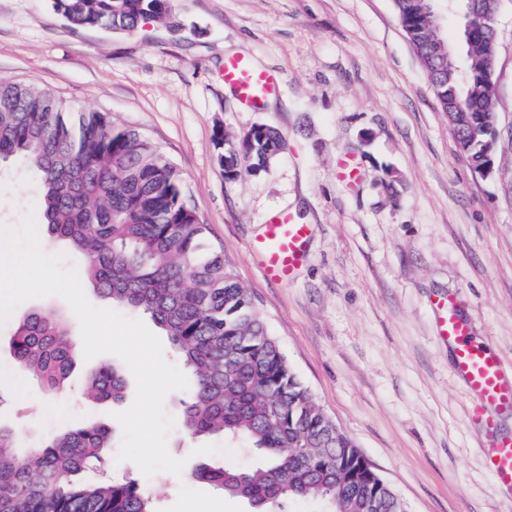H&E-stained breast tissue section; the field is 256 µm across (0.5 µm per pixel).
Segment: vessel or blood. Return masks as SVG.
Instances as JSON below:
<instances>
[{
	"instance_id": "obj_1",
	"label": "vessel or blood",
	"mask_w": 512,
	"mask_h": 512,
	"mask_svg": "<svg viewBox=\"0 0 512 512\" xmlns=\"http://www.w3.org/2000/svg\"><path fill=\"white\" fill-rule=\"evenodd\" d=\"M224 81L233 85L240 101L248 105L258 104L278 84L276 75L256 70L241 59L225 63ZM309 233L308 225L294 223L285 212L266 224L255 250L267 279L283 282L291 277L302 261ZM441 334L453 345L456 369L478 398L472 410L474 420L491 427L497 415L512 414V375L504 374L501 357L476 342L455 313L442 320ZM485 462L499 483L512 489V437L501 436L486 451Z\"/></svg>"
}]
</instances>
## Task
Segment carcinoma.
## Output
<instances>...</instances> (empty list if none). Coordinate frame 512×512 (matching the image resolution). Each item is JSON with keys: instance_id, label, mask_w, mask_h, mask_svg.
Here are the masks:
<instances>
[{"instance_id": "obj_1", "label": "carcinoma", "mask_w": 512, "mask_h": 512, "mask_svg": "<svg viewBox=\"0 0 512 512\" xmlns=\"http://www.w3.org/2000/svg\"><path fill=\"white\" fill-rule=\"evenodd\" d=\"M457 143L483 163L495 124L491 54L499 3L461 16L454 47L431 23L427 0H394ZM76 27L134 32L165 20L171 0H51ZM228 176L241 160L264 170L281 138L261 125L218 144ZM20 157L40 178L41 225L47 237L81 254V275L99 298L149 316L192 375L177 413L190 440H240L256 464L228 468L213 458L188 479L205 481L247 501L254 512H288L297 498L322 512H366L371 479L359 450L313 401L240 286L224 251L205 249L208 231L187 203L183 179L138 129L116 128L107 114L75 109L48 89L0 79V163ZM15 366L48 396L63 393L78 350L59 314L35 310L19 318ZM114 364L89 370L84 397L117 401L126 392ZM20 433L0 424V512H158L153 492L137 480L88 476L108 463L112 432L85 423L23 452Z\"/></svg>"}]
</instances>
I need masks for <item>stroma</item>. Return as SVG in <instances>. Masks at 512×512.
<instances>
[{
	"label": "stroma",
	"mask_w": 512,
	"mask_h": 512,
	"mask_svg": "<svg viewBox=\"0 0 512 512\" xmlns=\"http://www.w3.org/2000/svg\"><path fill=\"white\" fill-rule=\"evenodd\" d=\"M280 74L276 93L241 107L224 63ZM46 88L150 138L179 171L210 242L263 313L316 405L355 443L408 512H512L485 469L473 395L439 334L448 308L512 366V0H500L494 62V172L459 150L393 0H173L169 24L136 32L74 27L50 0H0V78ZM274 127L285 150L267 169L228 177L215 135ZM353 156L360 179H340ZM0 226L39 203V176L0 165ZM311 227L291 280L268 281L251 247L278 211ZM0 327V423L39 443L79 422L122 430L123 400L47 397L19 371ZM107 473L154 492L159 512H251L207 482Z\"/></svg>",
	"instance_id": "35a3bbf8"
}]
</instances>
